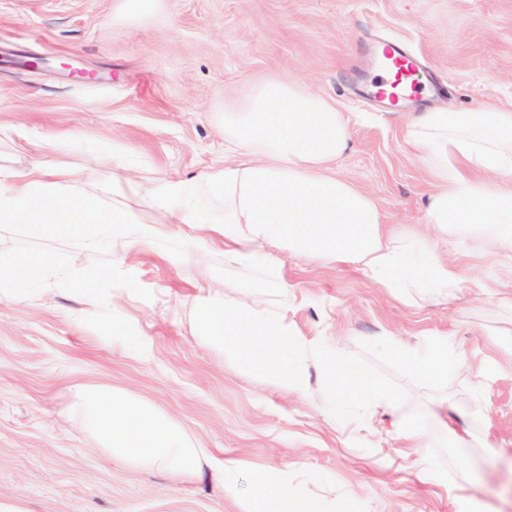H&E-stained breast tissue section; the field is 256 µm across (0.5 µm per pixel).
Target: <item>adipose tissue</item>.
I'll list each match as a JSON object with an SVG mask.
<instances>
[{
    "mask_svg": "<svg viewBox=\"0 0 512 512\" xmlns=\"http://www.w3.org/2000/svg\"><path fill=\"white\" fill-rule=\"evenodd\" d=\"M406 140L433 189L424 228L384 223L377 201L336 169L351 140L347 118L335 101L300 80L268 73L224 98L221 170L207 181L218 187L222 205L202 210L197 189L182 181L155 183L154 217L106 206L96 194L105 181L113 197L138 193L121 156L75 169L57 158L25 169L0 166V225L50 241L70 240L76 250L66 263L47 252L0 255V299L17 302L38 294L51 299L54 285L81 281L89 304L111 315L106 291L111 268L87 270L84 255L111 250L115 239L134 248L159 237L165 225L190 224L200 246L220 239L224 255L259 270L264 286L283 287L273 251L326 266H347L399 302L421 307L451 295L461 274L441 260L438 248L465 237L493 252H512V109L458 112L431 108L406 115ZM228 282L210 279L195 305L207 344L225 362L258 373L267 383L300 389L310 361L322 364L325 383L336 392L334 414L360 406L391 416L399 435L427 433L390 388L355 384L342 351L291 331L284 313L256 312L244 303H217ZM380 345L407 372L429 367L427 379L448 385L458 355L446 333L428 331L415 344L390 331ZM69 417L82 422L115 462L173 476L211 481L217 492L235 485L238 463L191 446L173 422L152 406L106 385L71 388Z\"/></svg>",
    "mask_w": 512,
    "mask_h": 512,
    "instance_id": "1",
    "label": "adipose tissue"
}]
</instances>
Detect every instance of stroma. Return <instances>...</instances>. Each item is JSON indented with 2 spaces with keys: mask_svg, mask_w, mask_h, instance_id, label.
<instances>
[{
  "mask_svg": "<svg viewBox=\"0 0 512 512\" xmlns=\"http://www.w3.org/2000/svg\"><path fill=\"white\" fill-rule=\"evenodd\" d=\"M159 21L125 0H0V165L24 168L42 137L72 130L74 166L123 154L129 176L199 183L224 166V96L275 71L334 99L351 120L338 171L388 224L423 225L427 177L402 120L355 95L381 41L407 44L435 77V105H512V0H159ZM91 79L72 75V68ZM187 224L138 248L84 256L112 268L111 319L71 286L53 302L0 300V504L21 512H253L265 471L288 474L290 512H512V254L462 240L441 249L461 288L414 308L347 268L283 257L290 290L257 288L223 245L207 274L231 299L284 310L308 339L338 345L357 376L393 389L426 425L418 444L357 410L331 421L317 365L286 391L224 364L194 319L201 294ZM447 333L459 371L447 388L406 372L376 341ZM496 362L498 371L478 375ZM106 384L166 414L198 447L241 464L234 493L189 476L112 462L78 421L69 385Z\"/></svg>",
  "mask_w": 512,
  "mask_h": 512,
  "instance_id": "35a3bbf8",
  "label": "stroma"
}]
</instances>
